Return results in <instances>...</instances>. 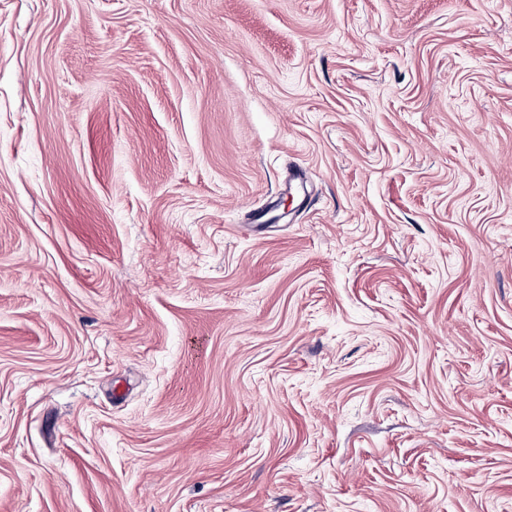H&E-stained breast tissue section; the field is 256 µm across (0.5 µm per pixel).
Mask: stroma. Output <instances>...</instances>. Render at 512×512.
<instances>
[{"instance_id": "obj_1", "label": "stroma", "mask_w": 512, "mask_h": 512, "mask_svg": "<svg viewBox=\"0 0 512 512\" xmlns=\"http://www.w3.org/2000/svg\"><path fill=\"white\" fill-rule=\"evenodd\" d=\"M0 512H512V0H0Z\"/></svg>"}]
</instances>
